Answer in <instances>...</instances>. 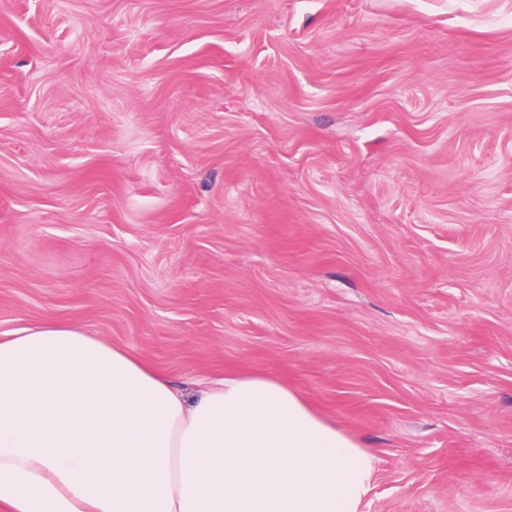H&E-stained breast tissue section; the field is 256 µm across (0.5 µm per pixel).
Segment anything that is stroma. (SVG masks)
Wrapping results in <instances>:
<instances>
[{
    "label": "stroma",
    "mask_w": 512,
    "mask_h": 512,
    "mask_svg": "<svg viewBox=\"0 0 512 512\" xmlns=\"http://www.w3.org/2000/svg\"><path fill=\"white\" fill-rule=\"evenodd\" d=\"M268 374L364 512H512V0H0V336Z\"/></svg>",
    "instance_id": "stroma-1"
}]
</instances>
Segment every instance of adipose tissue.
I'll use <instances>...</instances> for the list:
<instances>
[{"mask_svg":"<svg viewBox=\"0 0 512 512\" xmlns=\"http://www.w3.org/2000/svg\"><path fill=\"white\" fill-rule=\"evenodd\" d=\"M375 456L267 375L187 404L134 354L75 325L0 338L7 512H362Z\"/></svg>","mask_w":512,"mask_h":512,"instance_id":"adipose-tissue-1","label":"adipose tissue"}]
</instances>
